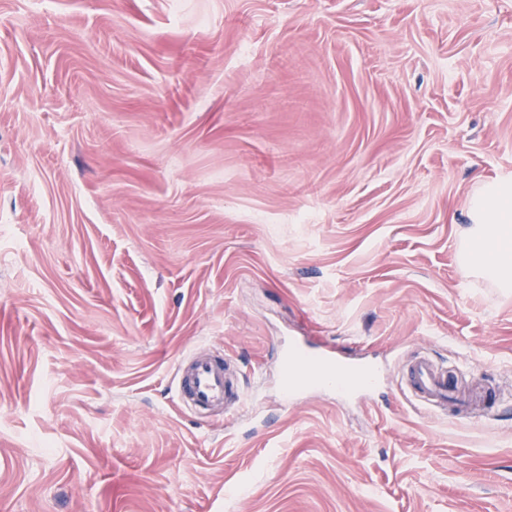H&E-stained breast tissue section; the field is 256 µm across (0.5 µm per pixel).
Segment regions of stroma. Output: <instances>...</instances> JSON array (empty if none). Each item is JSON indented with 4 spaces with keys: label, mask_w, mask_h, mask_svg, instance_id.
Here are the masks:
<instances>
[{
    "label": "stroma",
    "mask_w": 512,
    "mask_h": 512,
    "mask_svg": "<svg viewBox=\"0 0 512 512\" xmlns=\"http://www.w3.org/2000/svg\"><path fill=\"white\" fill-rule=\"evenodd\" d=\"M507 177L512 0H0V512H512V289L458 261ZM294 342L385 383L284 401ZM199 348L245 405L180 406ZM406 386L427 409L438 412L448 408V370L428 355H417L412 359Z\"/></svg>",
    "instance_id": "stroma-1"
}]
</instances>
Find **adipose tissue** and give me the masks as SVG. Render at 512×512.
<instances>
[{
  "label": "adipose tissue",
  "mask_w": 512,
  "mask_h": 512,
  "mask_svg": "<svg viewBox=\"0 0 512 512\" xmlns=\"http://www.w3.org/2000/svg\"><path fill=\"white\" fill-rule=\"evenodd\" d=\"M468 218L461 240L465 269L512 288V180L481 186L470 199Z\"/></svg>",
  "instance_id": "1"
}]
</instances>
